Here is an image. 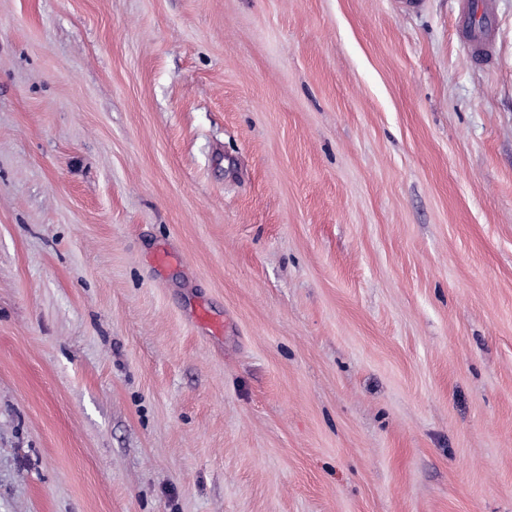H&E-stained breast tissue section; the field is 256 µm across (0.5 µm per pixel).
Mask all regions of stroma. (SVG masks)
Instances as JSON below:
<instances>
[{
	"mask_svg": "<svg viewBox=\"0 0 512 512\" xmlns=\"http://www.w3.org/2000/svg\"><path fill=\"white\" fill-rule=\"evenodd\" d=\"M492 9L0 0V512H512ZM462 29L465 47L476 59L491 61L492 8L489 0H461ZM478 21H480L478 23Z\"/></svg>",
	"mask_w": 512,
	"mask_h": 512,
	"instance_id": "35a3bbf8",
	"label": "stroma"
}]
</instances>
